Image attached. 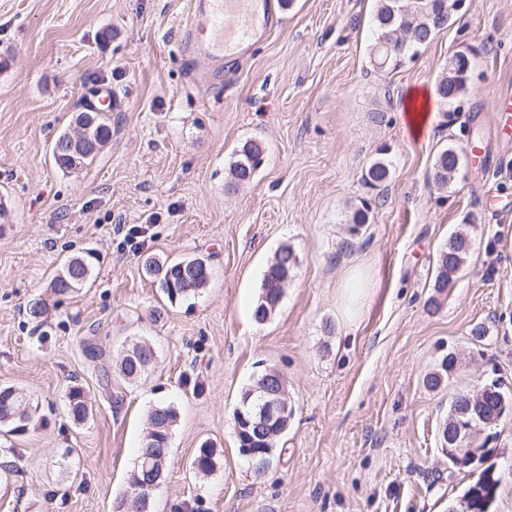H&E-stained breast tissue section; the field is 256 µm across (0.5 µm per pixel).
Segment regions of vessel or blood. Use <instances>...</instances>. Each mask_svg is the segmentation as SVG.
<instances>
[{
	"instance_id": "b4317fda",
	"label": "vessel or blood",
	"mask_w": 512,
	"mask_h": 512,
	"mask_svg": "<svg viewBox=\"0 0 512 512\" xmlns=\"http://www.w3.org/2000/svg\"><path fill=\"white\" fill-rule=\"evenodd\" d=\"M281 23L274 0H193L181 29L186 58L208 56L211 67L195 80L210 90L224 82V65L241 58Z\"/></svg>"
}]
</instances>
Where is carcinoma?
<instances>
[{"label":"carcinoma","instance_id":"1","mask_svg":"<svg viewBox=\"0 0 512 512\" xmlns=\"http://www.w3.org/2000/svg\"><path fill=\"white\" fill-rule=\"evenodd\" d=\"M377 5L373 15L374 42L370 51V63L376 70H395L402 66L404 60L413 59L419 49L429 44L436 34L448 27L454 12L456 0H376ZM392 38L400 42L398 51L388 55L381 49L383 40ZM476 56L470 49L455 52L436 83V93L441 103L446 104L463 96L469 86L475 67ZM94 126L88 139L81 143L73 142L75 135L71 132L60 134L54 144L61 145L62 152L53 155L56 166L63 171H71L93 161L97 154L104 149L112 138V127L109 117L104 112L93 114ZM264 148L257 142L248 141L243 144L238 153V160L232 168V180L228 187H236L248 182L254 176L262 163L261 156ZM462 165V149L449 145L437 154L432 180L439 188L448 187V183ZM387 163L378 159L374 161L365 173V181L377 185L383 183L389 176ZM369 210L362 207L351 212L348 219L349 232L356 235L363 225L369 223ZM473 247L472 239L462 233L450 236L448 244L440 252L434 287L446 288L452 283L453 275L466 261ZM97 261L95 252L88 251L82 256L71 258L55 276L51 284L52 292L61 297H67L90 278L94 262ZM298 260L295 252L289 246H283L275 253L273 261L264 272L261 283V294L253 308V318L258 323L267 321L279 305L288 277L294 273ZM147 271L159 278V285L168 300L173 302L204 289L209 281L210 272L205 260L200 258H184L180 261L159 264L151 261ZM155 358L151 345L143 342L131 347L130 353L123 356L118 365L119 376L125 382H133L146 374L142 364ZM68 410L74 420L82 422L88 415V406L84 391L79 386L72 387L67 394ZM24 404L21 392L15 388L0 387V426L17 432L25 429L30 420V414L24 419L16 417V412ZM512 408V391L502 387L498 380L490 382V388L483 391L481 398H476L470 392L457 394L450 403L448 419L442 430H456L458 427H471L463 431L460 438L452 444L455 454H460L464 448H476L480 445L478 432L480 429H491L503 419V412ZM290 415L281 420L267 421L258 429L235 430L238 447L250 443V447L258 451L260 459H272L273 450L278 439L288 430ZM176 421V412L169 406H159L152 409L148 416L150 439H144L138 449L133 469L141 470L143 454L155 445L157 456H169V430ZM215 449L208 445L199 448L194 462L200 471L207 473L214 467ZM472 481L465 488L459 499V512H490L498 486V478L492 467H471Z\"/></svg>","mask_w":512,"mask_h":512}]
</instances>
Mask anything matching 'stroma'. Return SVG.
I'll use <instances>...</instances> for the list:
<instances>
[{
  "label": "stroma",
  "mask_w": 512,
  "mask_h": 512,
  "mask_svg": "<svg viewBox=\"0 0 512 512\" xmlns=\"http://www.w3.org/2000/svg\"><path fill=\"white\" fill-rule=\"evenodd\" d=\"M190 9L0 0V385L19 389L31 415L22 431L0 429V512H132L127 479L158 406L177 418L148 512H448L471 481L441 449L451 401L494 379L512 390V141L495 127L498 96L512 91V0H463L390 73L369 62L375 0H293L210 94L188 79L207 59L178 52ZM469 46V91L442 105L436 79ZM104 87L111 141L59 170L54 140ZM413 89L429 95L418 136L401 111ZM472 138L487 142L489 166L463 161L437 188V153ZM251 140L266 160L228 189ZM377 159L390 176L373 187L363 175ZM363 204L370 222L349 235ZM132 226L136 246L122 234ZM461 229L473 249L435 295L439 253ZM284 246L298 265L260 324L263 274ZM89 249L87 283L53 295L54 275ZM190 257L206 260L210 281L169 302L145 262ZM38 300L49 311L35 323ZM143 339L156 366L123 382L117 365ZM88 341L101 358L86 356ZM448 353L455 371L428 389ZM268 369L283 376L292 416L257 475L237 451L233 412ZM73 385L91 408L82 423L67 413ZM495 431L492 512H512V417ZM206 442L216 464L199 474L191 463Z\"/></svg>",
  "instance_id": "stroma-1"
}]
</instances>
